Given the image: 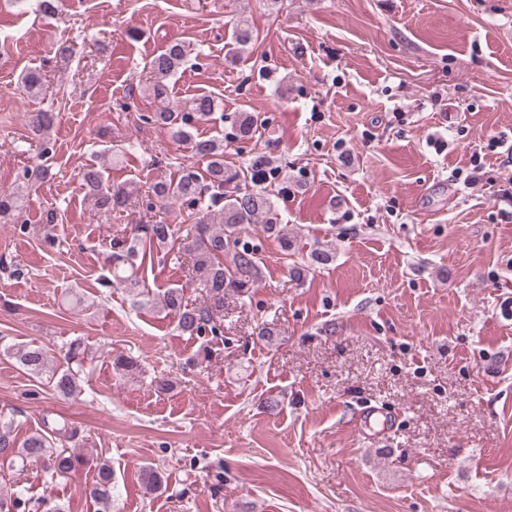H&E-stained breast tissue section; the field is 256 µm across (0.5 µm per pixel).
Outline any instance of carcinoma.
I'll list each match as a JSON object with an SVG mask.
<instances>
[{"label": "carcinoma", "instance_id": "carcinoma-1", "mask_svg": "<svg viewBox=\"0 0 512 512\" xmlns=\"http://www.w3.org/2000/svg\"><path fill=\"white\" fill-rule=\"evenodd\" d=\"M188 54L182 42L169 44L150 61V69L156 80L148 91L162 100L167 98L163 79L176 73ZM43 78L38 70L29 69L22 74L20 86L29 93H37ZM213 101L203 95L198 97L193 112L184 113L178 105L144 116L147 123H155L169 129L171 138L187 145L193 154L208 160V182L189 169L172 182H159L153 193L160 201H181L201 213L195 223L177 229L172 224H143L140 235L130 239H112L109 264L113 282L132 292L140 287L136 262L144 247L163 249L170 241L179 242L173 260L185 255L192 260V268L200 285L206 289L213 304L197 307L188 303L183 289L167 288L157 297L167 314L177 322V327L189 334L206 330L213 322V309L224 306V289L245 288L259 277V269L252 248L238 237L242 224H261L263 230L288 243L280 225L278 213L269 195L241 182L240 173L224 164V149L217 138H197L190 133V122L196 116L203 117L213 112ZM54 120L49 112H38L29 118L33 131L49 130ZM259 117L245 112L239 118L236 138L250 140L258 127ZM83 185L92 191L94 205L99 210L110 212L125 205L126 192L105 183L102 169L90 165L81 175ZM21 197L0 193V219L20 213ZM21 367L35 378L48 377L52 390L59 396L70 397L78 390L82 372L79 345L72 344L65 353L66 365L54 366L47 351L38 346H23L15 353ZM75 437L67 427L51 429L50 434L34 433L19 443L12 435L11 423L0 421V459L23 468L31 461H42L54 477L65 478L74 472L85 459L65 443ZM113 474L105 463L98 466V479L89 488V497L97 504V512H112Z\"/></svg>", "mask_w": 512, "mask_h": 512}]
</instances>
